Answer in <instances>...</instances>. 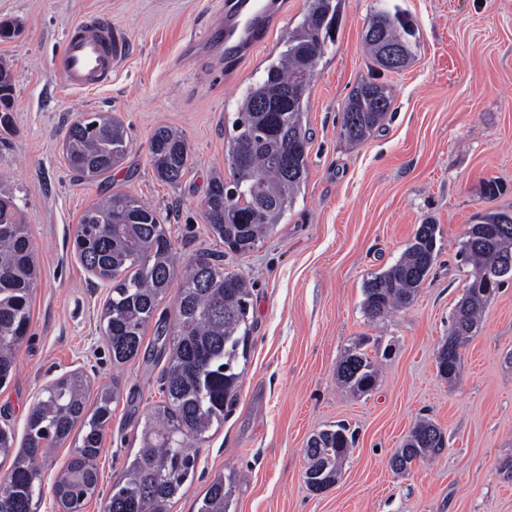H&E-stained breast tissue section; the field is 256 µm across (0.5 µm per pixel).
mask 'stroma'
<instances>
[{
  "instance_id": "1",
  "label": "stroma",
  "mask_w": 512,
  "mask_h": 512,
  "mask_svg": "<svg viewBox=\"0 0 512 512\" xmlns=\"http://www.w3.org/2000/svg\"><path fill=\"white\" fill-rule=\"evenodd\" d=\"M222 0H0V62L12 72L8 125H0V185L11 189L31 233L40 277L31 330L12 382L0 388V426L25 433L43 388L80 372L92 391L119 385L96 461L100 482L83 512H103L110 487L139 447L141 424L161 404L168 364L159 324H173L172 282L138 355L112 361L101 316L109 288L80 264L73 236L84 209L123 190L154 209L182 266L219 257L253 285L254 330L236 401L201 444L196 474L171 512L194 504L220 473L233 474L229 512H512V281L488 301L461 350L455 382L437 352L464 297L469 268L458 252L475 215L512 209V0H396L417 25V46L399 72L374 73L363 43L377 0H343L334 45L308 96V178L280 224L253 252L225 249L205 222L214 173H228V142L246 89L266 75L302 21L308 0H287L270 41L227 67L186 46L201 40ZM108 20L125 41L109 85L76 96L53 67L67 30ZM392 100L382 126L360 143L340 135L345 102L370 78ZM82 112H109L128 132V151L107 181L79 180L63 155ZM161 126L186 139L191 166L181 183L158 179L149 142ZM499 183L497 196L483 185ZM439 227V253L414 302L370 321L364 285L394 264L420 224ZM382 360L368 393L341 386L336 368L356 344ZM447 446L405 473L392 454L420 418ZM356 435L337 483L305 482L306 444L329 425Z\"/></svg>"
}]
</instances>
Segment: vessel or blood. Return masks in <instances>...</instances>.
I'll return each instance as SVG.
<instances>
[{
    "label": "vessel or blood",
    "mask_w": 512,
    "mask_h": 512,
    "mask_svg": "<svg viewBox=\"0 0 512 512\" xmlns=\"http://www.w3.org/2000/svg\"><path fill=\"white\" fill-rule=\"evenodd\" d=\"M283 8V0H224L203 45L226 61L241 62L269 39ZM122 53L111 23L87 18L68 30L55 67L69 90L83 92L109 84Z\"/></svg>",
    "instance_id": "1"
}]
</instances>
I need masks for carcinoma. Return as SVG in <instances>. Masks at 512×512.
<instances>
[{
  "mask_svg": "<svg viewBox=\"0 0 512 512\" xmlns=\"http://www.w3.org/2000/svg\"><path fill=\"white\" fill-rule=\"evenodd\" d=\"M342 23V0H308L300 25L290 32L279 62L266 78L250 87L233 122L227 151L230 179L218 174L209 184L204 216L213 236L238 255L251 253L280 223L307 179L310 133L304 123L307 93L292 98L301 75L310 85L320 58L336 43ZM371 56L386 68L384 50L403 47L405 68L413 57L415 23L397 4L381 0L363 35ZM13 84L0 83V123L9 120ZM391 108L387 88L360 83L348 97L340 135L350 143L368 138ZM122 121L110 113L85 112L72 123L63 150L75 175L94 182L108 178L127 153ZM157 177L181 181L190 166V151L178 132L159 127L149 143ZM15 197L0 191V387L16 373V349L29 332L31 294L39 270L31 234L21 223ZM438 225L417 228L404 254L364 286V314L372 319L407 307L423 286L438 255ZM74 247L83 267L110 284L103 311V333L112 361L124 363L139 353L147 325L177 273V258L159 215L125 192H114L86 207L75 229ZM460 256L472 266L465 289L467 307L454 312L448 337L438 350L439 376L453 381L461 370L464 343L478 329L488 300L502 288L476 283V275L493 273L512 263V213H485L470 225ZM252 288L240 274L224 271L219 262L198 258L183 277L171 337L168 365L161 376L164 402L147 417L133 459L112 482L104 512H169L183 485L194 478L198 441L237 398L240 359L254 322L249 320ZM358 343L337 367L338 381L356 394L370 391L379 369ZM120 399L112 385L89 403L88 383L72 373L45 389L29 409L23 449L13 451L14 432L0 428V467L7 466L0 490V512H37L42 497L41 462L46 450L72 441L69 463L56 477L55 499L62 512H80L97 491L96 460L103 432L112 418L111 404ZM354 433L339 423L314 433L307 441L306 484L336 481L353 448ZM446 444L441 429L422 420L390 459L392 471L408 470L415 461L440 453ZM234 494L232 476L219 474L196 504V512H228Z\"/></svg>",
  "mask_w": 512,
  "mask_h": 512,
  "instance_id": "cac0c4a2",
  "label": "carcinoma"
}]
</instances>
